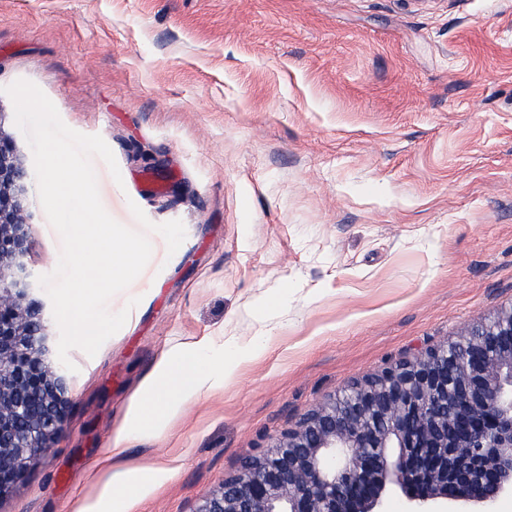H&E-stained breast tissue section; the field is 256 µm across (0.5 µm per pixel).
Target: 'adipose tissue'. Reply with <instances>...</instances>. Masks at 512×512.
I'll return each mask as SVG.
<instances>
[{"label": "adipose tissue", "instance_id": "ef3b65f1", "mask_svg": "<svg viewBox=\"0 0 512 512\" xmlns=\"http://www.w3.org/2000/svg\"><path fill=\"white\" fill-rule=\"evenodd\" d=\"M233 356L223 365H206L203 346L194 345L179 349L157 363L146 379L139 397L127 410L129 428L118 432L112 440L111 455L120 457L126 450L129 430L139 432L163 429L177 414L180 405L222 391L234 382L239 367L254 358L255 340L239 342L230 340ZM165 473L160 469H148L141 473L112 469L107 487H104L98 503L90 512H109L115 497L113 488H121L125 503L142 497L161 486Z\"/></svg>", "mask_w": 512, "mask_h": 512}]
</instances>
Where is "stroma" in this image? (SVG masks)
<instances>
[{
	"instance_id": "stroma-1",
	"label": "stroma",
	"mask_w": 512,
	"mask_h": 512,
	"mask_svg": "<svg viewBox=\"0 0 512 512\" xmlns=\"http://www.w3.org/2000/svg\"><path fill=\"white\" fill-rule=\"evenodd\" d=\"M19 79L105 140L101 203L152 254L107 304L124 326L70 351L64 431L0 512L94 502L172 350L213 339L216 366L271 331L224 392L130 435L122 466L167 473L130 512H196L345 384L512 304V0H0ZM30 245L53 272L45 213Z\"/></svg>"
}]
</instances>
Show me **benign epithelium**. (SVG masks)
I'll list each match as a JSON object with an SVG mask.
<instances>
[{
  "label": "benign epithelium",
  "instance_id": "obj_1",
  "mask_svg": "<svg viewBox=\"0 0 512 512\" xmlns=\"http://www.w3.org/2000/svg\"><path fill=\"white\" fill-rule=\"evenodd\" d=\"M32 177L0 128V496L53 446L69 404L30 258ZM389 484L416 512L512 494V304L343 386L195 512H375Z\"/></svg>",
  "mask_w": 512,
  "mask_h": 512
}]
</instances>
